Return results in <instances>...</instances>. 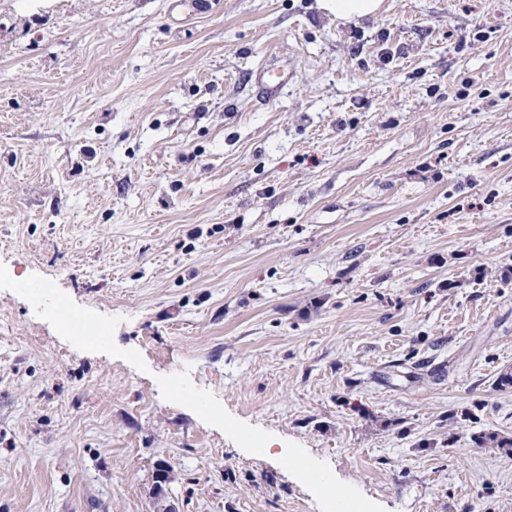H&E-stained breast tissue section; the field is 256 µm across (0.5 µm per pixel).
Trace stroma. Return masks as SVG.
<instances>
[{"instance_id":"obj_1","label":"stroma","mask_w":512,"mask_h":512,"mask_svg":"<svg viewBox=\"0 0 512 512\" xmlns=\"http://www.w3.org/2000/svg\"><path fill=\"white\" fill-rule=\"evenodd\" d=\"M171 3L0 0V512H512V0ZM322 7L341 21H351L376 14L382 0H321Z\"/></svg>"}]
</instances>
